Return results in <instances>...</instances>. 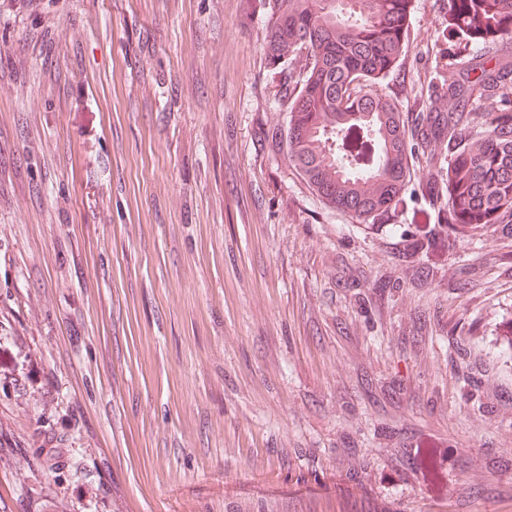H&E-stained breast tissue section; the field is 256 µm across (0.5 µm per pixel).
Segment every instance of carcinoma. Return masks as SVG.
<instances>
[{
    "mask_svg": "<svg viewBox=\"0 0 512 512\" xmlns=\"http://www.w3.org/2000/svg\"><path fill=\"white\" fill-rule=\"evenodd\" d=\"M411 11L412 0H276L263 53L274 74L301 62L286 130L289 161L330 205L384 224L406 261L423 259L414 275L426 280L448 238L489 230L512 236V62L498 55L512 39V0L448 7V33L475 53L433 90L412 126L378 92L406 53ZM420 154L432 172L410 190L409 160ZM419 197L429 201L433 223L413 230L391 223ZM496 343L503 363L512 362V318ZM333 507L370 512L371 505L341 495L325 504Z\"/></svg>",
    "mask_w": 512,
    "mask_h": 512,
    "instance_id": "cac0c4a2",
    "label": "carcinoma"
}]
</instances>
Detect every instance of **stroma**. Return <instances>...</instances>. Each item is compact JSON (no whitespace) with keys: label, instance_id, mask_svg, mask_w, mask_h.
Here are the masks:
<instances>
[{"label":"stroma","instance_id":"obj_1","mask_svg":"<svg viewBox=\"0 0 512 512\" xmlns=\"http://www.w3.org/2000/svg\"><path fill=\"white\" fill-rule=\"evenodd\" d=\"M274 4L0 0V512H512V237L449 240L417 286L318 197L271 138ZM463 55L413 0L383 90L424 111ZM402 448L442 449L440 491Z\"/></svg>","mask_w":512,"mask_h":512}]
</instances>
